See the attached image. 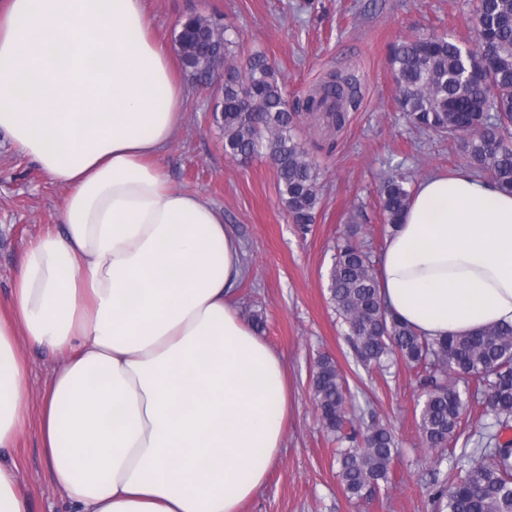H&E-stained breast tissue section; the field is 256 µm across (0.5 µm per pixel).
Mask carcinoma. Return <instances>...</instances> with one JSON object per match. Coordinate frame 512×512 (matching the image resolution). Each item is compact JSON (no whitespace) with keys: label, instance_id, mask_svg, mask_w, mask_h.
I'll return each mask as SVG.
<instances>
[{"label":"carcinoma","instance_id":"cac0c4a2","mask_svg":"<svg viewBox=\"0 0 512 512\" xmlns=\"http://www.w3.org/2000/svg\"><path fill=\"white\" fill-rule=\"evenodd\" d=\"M474 32L468 55L458 43L433 34L394 48L400 108L413 127L462 140L469 166L512 190V0H478ZM178 45L196 81L214 56L230 53L224 26L200 15L181 24ZM482 52L494 55L496 65L475 81L467 76L469 56ZM350 88L349 79L332 72L298 111L288 106L266 57L255 53L245 67L231 71L220 90L216 123L224 131L225 153L245 159L265 150L282 202L304 232L320 203V171L294 135L300 112H324L339 129L346 106L355 104ZM412 181V174L397 169L380 186L381 209L391 229L405 210ZM357 235L358 228L350 226L336 244L329 275L331 300L357 358L381 371L397 360L417 370L424 397L418 429L428 448L456 439L467 406L483 403L488 422L473 448L455 458L439 502L447 512H512V442L500 443V434L512 428V325L465 336L450 333L440 340L421 335L381 299L375 261ZM313 391L326 432L346 444L338 453L344 491L351 499L372 497L380 483L389 482L398 453L395 435L380 424L353 425L345 378L328 354L315 362Z\"/></svg>","mask_w":512,"mask_h":512}]
</instances>
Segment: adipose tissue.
Wrapping results in <instances>:
<instances>
[{
	"mask_svg": "<svg viewBox=\"0 0 512 512\" xmlns=\"http://www.w3.org/2000/svg\"><path fill=\"white\" fill-rule=\"evenodd\" d=\"M185 92L144 0L0 6V131L66 190L0 315V450L26 419L22 336L58 360L40 439L71 512H239L282 446L287 374L233 305L243 244L161 164ZM379 283L432 338L512 324V191L421 181Z\"/></svg>",
	"mask_w": 512,
	"mask_h": 512,
	"instance_id": "1",
	"label": "adipose tissue"
}]
</instances>
